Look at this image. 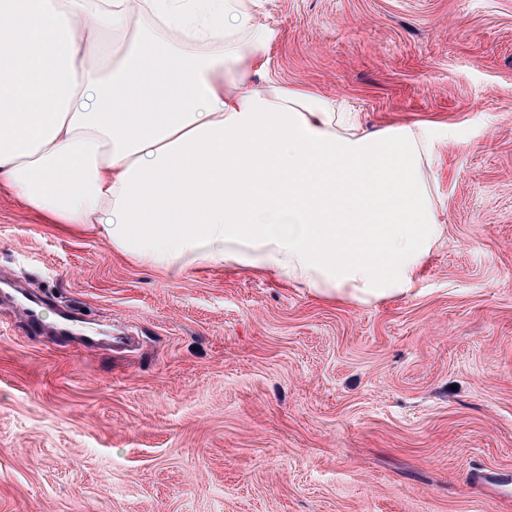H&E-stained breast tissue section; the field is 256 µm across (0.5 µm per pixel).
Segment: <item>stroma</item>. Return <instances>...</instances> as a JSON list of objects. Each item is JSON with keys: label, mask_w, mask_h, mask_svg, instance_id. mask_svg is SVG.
<instances>
[{"label": "stroma", "mask_w": 512, "mask_h": 512, "mask_svg": "<svg viewBox=\"0 0 512 512\" xmlns=\"http://www.w3.org/2000/svg\"><path fill=\"white\" fill-rule=\"evenodd\" d=\"M269 76L429 123L415 296L134 264L0 189V512H512V0H262ZM128 334L75 347L58 315Z\"/></svg>", "instance_id": "stroma-1"}]
</instances>
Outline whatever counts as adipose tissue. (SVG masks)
<instances>
[{
  "mask_svg": "<svg viewBox=\"0 0 512 512\" xmlns=\"http://www.w3.org/2000/svg\"><path fill=\"white\" fill-rule=\"evenodd\" d=\"M260 7L0 0V186L143 266L358 307L410 297L445 234L428 124L371 130L268 78Z\"/></svg>",
  "mask_w": 512,
  "mask_h": 512,
  "instance_id": "ef3b65f1",
  "label": "adipose tissue"
}]
</instances>
